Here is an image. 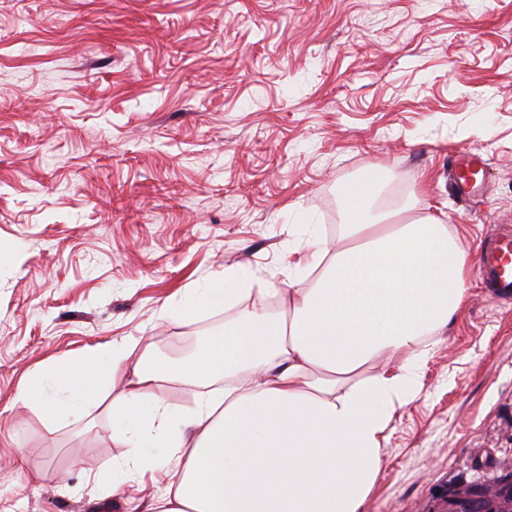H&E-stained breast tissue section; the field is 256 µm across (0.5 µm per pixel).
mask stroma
I'll use <instances>...</instances> for the list:
<instances>
[{
    "label": "stroma",
    "mask_w": 512,
    "mask_h": 512,
    "mask_svg": "<svg viewBox=\"0 0 512 512\" xmlns=\"http://www.w3.org/2000/svg\"><path fill=\"white\" fill-rule=\"evenodd\" d=\"M471 148L487 190L464 201ZM372 168L470 255L512 225V0H0V512H147L156 483L94 481L111 415L46 424L20 382L112 338L180 354L225 311L163 304L233 269L282 287ZM467 286L363 512H430L512 451V298ZM484 164L483 156L474 151H467L459 159L456 167L455 186L464 198H470L479 194L477 190L480 183V172Z\"/></svg>",
    "instance_id": "obj_1"
}]
</instances>
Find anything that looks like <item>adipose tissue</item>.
<instances>
[{"mask_svg": "<svg viewBox=\"0 0 512 512\" xmlns=\"http://www.w3.org/2000/svg\"><path fill=\"white\" fill-rule=\"evenodd\" d=\"M378 177L343 190L345 224L315 242L284 288L257 274L225 272L182 302L231 311L224 328L183 359L108 341L65 356L18 389L53 424L107 404L123 453L104 485L120 495L162 473L149 512H360L382 470L397 406L417 396L428 337L467 300L471 258L434 217L394 223ZM258 295L257 305L246 297ZM384 360L368 377L363 367ZM192 409L165 384L203 387Z\"/></svg>", "mask_w": 512, "mask_h": 512, "instance_id": "obj_1", "label": "adipose tissue"}]
</instances>
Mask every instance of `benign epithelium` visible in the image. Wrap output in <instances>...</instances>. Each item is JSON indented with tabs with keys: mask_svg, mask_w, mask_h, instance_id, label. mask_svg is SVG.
<instances>
[{
	"mask_svg": "<svg viewBox=\"0 0 512 512\" xmlns=\"http://www.w3.org/2000/svg\"><path fill=\"white\" fill-rule=\"evenodd\" d=\"M473 479L463 484L450 483L439 493L450 512H490L504 494L512 491V454L493 458L488 464L474 463Z\"/></svg>",
	"mask_w": 512,
	"mask_h": 512,
	"instance_id": "7a95c632",
	"label": "benign epithelium"
}]
</instances>
